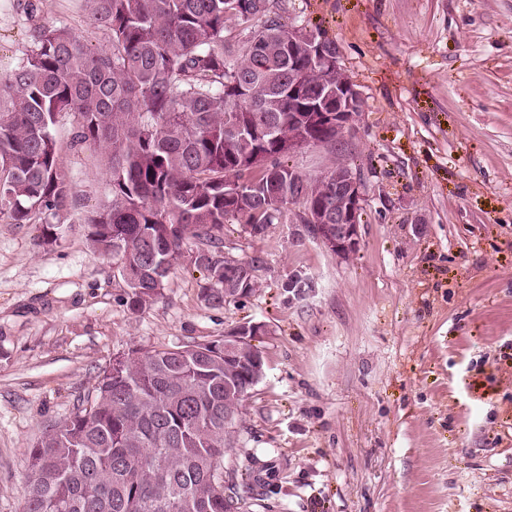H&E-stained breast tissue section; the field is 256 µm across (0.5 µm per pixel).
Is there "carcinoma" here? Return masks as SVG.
Masks as SVG:
<instances>
[{
    "mask_svg": "<svg viewBox=\"0 0 512 512\" xmlns=\"http://www.w3.org/2000/svg\"><path fill=\"white\" fill-rule=\"evenodd\" d=\"M94 51L20 4L32 47L0 79V219L63 237L77 200L55 137L101 150L111 204L85 214L89 240L117 260L126 306L153 304L174 264L197 255L209 308L253 291L261 259H230L224 224L261 233L318 179L288 165V23L283 0H88ZM242 25L243 46L224 36ZM301 196L288 200V177ZM253 348L224 339L116 356L75 412L47 423L27 462L23 512H239L225 494L224 407H242Z\"/></svg>",
    "mask_w": 512,
    "mask_h": 512,
    "instance_id": "obj_1",
    "label": "carcinoma"
}]
</instances>
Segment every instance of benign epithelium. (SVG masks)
<instances>
[{"label": "benign epithelium", "instance_id": "1", "mask_svg": "<svg viewBox=\"0 0 512 512\" xmlns=\"http://www.w3.org/2000/svg\"><path fill=\"white\" fill-rule=\"evenodd\" d=\"M301 53L309 66L322 72L342 73L339 59L329 55L324 40L297 28L288 29V56ZM360 93L347 77L336 85V95L324 96L320 101L298 112L288 113V121L302 128L320 125L336 128V133L345 136L354 130L360 111L357 104ZM333 201L319 199L304 209L302 225L313 239L319 241L339 257L354 253L359 246V215L363 194L361 178L346 164L336 169L333 177ZM261 328L255 324H243L235 328L234 334L224 336V346L253 344Z\"/></svg>", "mask_w": 512, "mask_h": 512}]
</instances>
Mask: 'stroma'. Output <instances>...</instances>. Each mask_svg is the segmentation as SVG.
Here are the masks:
<instances>
[{
  "mask_svg": "<svg viewBox=\"0 0 512 512\" xmlns=\"http://www.w3.org/2000/svg\"><path fill=\"white\" fill-rule=\"evenodd\" d=\"M0 0V77L31 42ZM45 17L95 49L87 0ZM289 24L333 40L361 94L355 132L289 166L330 157L363 183L360 244L341 258L303 235L301 204L224 251L258 256L245 299L206 307L202 271L175 264L134 313L82 224L111 201L104 167L67 148L78 204L57 243L0 220V512H21L30 445L130 349L263 328L265 375L231 429L224 472L245 512H512V0H286ZM315 286L300 299L283 284Z\"/></svg>",
  "mask_w": 512,
  "mask_h": 512,
  "instance_id": "stroma-1",
  "label": "stroma"
}]
</instances>
